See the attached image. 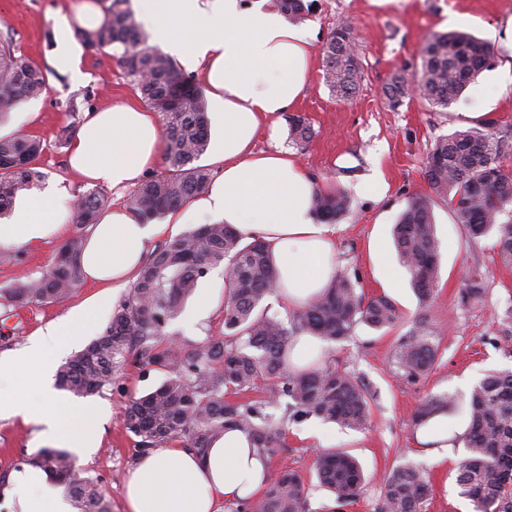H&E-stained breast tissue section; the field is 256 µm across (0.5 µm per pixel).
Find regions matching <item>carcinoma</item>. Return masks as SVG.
<instances>
[{"mask_svg": "<svg viewBox=\"0 0 512 512\" xmlns=\"http://www.w3.org/2000/svg\"><path fill=\"white\" fill-rule=\"evenodd\" d=\"M107 22L76 36L87 47L122 48L118 63L148 107L162 118V154L167 174L152 176L133 190L128 205L143 220L163 219L204 193L211 171L197 164L209 147V119L201 90L174 59L148 44L127 0H103ZM292 22L309 13L304 0H280ZM350 28L332 30L325 46L323 81L337 97L353 93L361 78ZM421 69L414 76L420 98L434 110L454 103L494 62L490 46L465 31L433 33L420 50ZM408 80L397 73L385 87L389 105L397 108L408 95ZM46 88L42 70L16 54L13 35L0 31V119L21 100L34 99ZM290 138L312 137L307 117H288ZM504 139L491 123L437 137L426 156L430 188L453 204L454 222L469 239H494L500 262L512 267V174L501 166ZM44 152L40 137L24 133L0 137V218L11 214L16 199L43 182ZM431 196L408 202L393 226L399 263L421 303L430 300L440 278V254ZM112 206V197L95 187L76 197L70 223L73 233L60 246L51 269L38 278L19 277L7 288L17 305L61 302L83 281L80 263L88 227ZM350 207L347 191H318L312 199L315 217L337 222ZM224 266L223 335L187 344L165 328L178 320L201 279ZM277 271L268 245L246 239L229 224H202L155 247L133 287L115 305L112 321L83 350L58 370V386L78 398L112 387L129 359L165 374L153 390L132 397L126 427L135 436L133 457L155 448L177 445L202 456L231 428L247 432L255 447L273 462L282 452L285 427L311 418L362 431L374 402L364 384L330 360L292 370L285 359L290 337L309 333L327 343L342 342L356 328L395 326L400 312L384 296L367 298L355 282L336 271L325 292L283 320L263 306L275 289ZM487 278L471 272L461 302H481ZM438 345L426 318L400 337L394 363L401 376L415 380L429 373ZM445 415L463 416L465 430L453 434L467 454L455 467V482L475 512H512V368L486 373L471 389L468 401L443 393L415 409L414 426ZM33 462L60 477L78 512H112L95 479L76 468L66 450L45 448ZM319 487L334 495L329 512H344L361 495L366 477L359 462L345 451H321L314 463ZM309 482L294 469L269 472L261 495L236 501V512H308ZM431 494L424 471L400 463L386 473L375 512H425Z\"/></svg>", "mask_w": 512, "mask_h": 512, "instance_id": "obj_1", "label": "carcinoma"}]
</instances>
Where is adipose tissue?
<instances>
[{
	"instance_id": "ef3b65f1",
	"label": "adipose tissue",
	"mask_w": 512,
	"mask_h": 512,
	"mask_svg": "<svg viewBox=\"0 0 512 512\" xmlns=\"http://www.w3.org/2000/svg\"><path fill=\"white\" fill-rule=\"evenodd\" d=\"M152 44L199 75L208 106L223 124L215 161L220 175L202 195L166 217L170 224H230L269 246L279 274L276 294L297 310L327 287L336 271L329 225L312 212L314 178L286 152L253 150L267 116L287 112L305 91L313 65L309 33L288 21L270 0H138ZM99 0H80L54 19L51 64L85 81L79 28L103 23ZM162 131L155 112L118 102L93 112L68 150L70 168L82 178L121 190L150 170L160 155ZM74 197L55 183L20 199L0 224V250L56 237ZM163 226L137 218L128 206L112 205L88 230L82 265L89 283L120 287L140 268ZM90 303L65 321L39 332L10 356H0V420L39 425L40 439L84 457L101 442L102 411L66 405L52 387L51 371L65 345L78 341L97 320ZM266 475L263 457L246 433L231 429L205 455L158 448L139 456L125 486L127 512H214L222 499L257 495ZM11 512H74L58 478L35 464L14 477Z\"/></svg>"
}]
</instances>
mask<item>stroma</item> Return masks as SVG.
<instances>
[{
	"label": "stroma",
	"mask_w": 512,
	"mask_h": 512,
	"mask_svg": "<svg viewBox=\"0 0 512 512\" xmlns=\"http://www.w3.org/2000/svg\"><path fill=\"white\" fill-rule=\"evenodd\" d=\"M78 2L0 0V30L13 32L18 54L38 66L47 78L39 98L19 103L0 122V135L25 132L39 136L45 146L40 164L49 180L69 184L76 194L87 186L68 171L67 148L60 140L71 112L83 116L115 102L140 99L116 54L107 50L85 53L83 69L88 78L81 85H73L67 76L51 69L53 17L71 11ZM454 17L462 18L463 30L487 41L492 28L512 19V0H387L383 5L374 0H314L304 21L313 36L308 87L290 113L269 116L254 141L259 151L289 150L317 185L331 184L348 191L350 210L334 226L338 265L350 272L367 296L388 295L402 314L390 329L377 331L362 325L347 340L326 347L327 358L339 370L359 377L375 395L366 430H344L314 418L284 430V450L276 460L277 467L312 475L318 452L331 448L346 450L362 462L368 482L348 512H374L384 474L405 459L418 464L430 478L427 512H474L473 503L461 495L454 482V467L465 456V449L449 448L447 459L435 460L411 416L431 395L448 392L467 397L485 372L512 367V269L501 265L492 238L469 240L465 228L453 220L449 198L434 199L441 276L428 303H420L412 291L409 275L393 250H386L379 262L369 252L371 240L389 239L392 224L410 198L429 193L424 162L438 136L491 119L505 139L502 167L512 173V92L497 93L505 76L504 62L512 58L511 49L494 46L492 67L445 111L433 110L416 97L405 99L394 110L383 96L393 74L411 76L419 71L424 39L434 32L450 31L449 21ZM341 24L356 36L363 64L357 92L345 100L332 95L322 82L323 50L330 32ZM292 113L309 119L315 135L308 143L290 141L288 116ZM375 168L389 186L379 201L362 193L366 175ZM59 245L55 239L1 250L0 289L24 274L41 276ZM476 266L485 271L488 290L483 302L465 306L460 302L461 288L468 271ZM388 268L398 277L397 288L391 290L382 284ZM198 292L211 295L215 306L207 316L198 317L194 303H187L180 320L170 326L185 341L222 334L223 268L211 270L201 280ZM98 294L97 287L84 283L61 303L10 307L0 298V355L16 353L40 330L97 300ZM422 316L427 317L436 336L438 358L428 375L409 381L395 371L393 354L399 337ZM163 378L162 372L132 364L120 373L111 390L92 399L104 413L101 444L78 466L100 479L112 512H126L123 485L134 466V437L125 425L127 402L152 390ZM41 445L36 425L0 420V512H9L8 492L14 475Z\"/></svg>",
	"instance_id": "stroma-1"
}]
</instances>
